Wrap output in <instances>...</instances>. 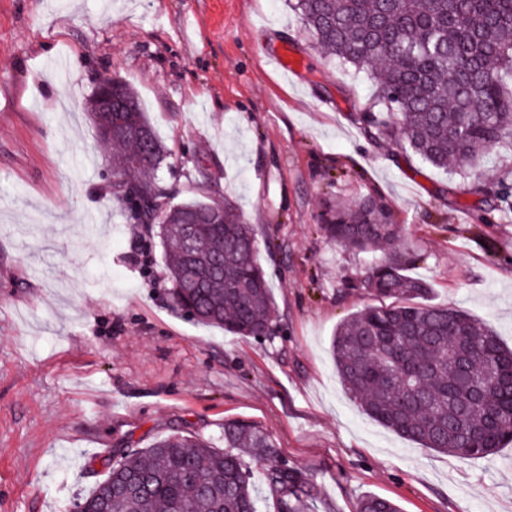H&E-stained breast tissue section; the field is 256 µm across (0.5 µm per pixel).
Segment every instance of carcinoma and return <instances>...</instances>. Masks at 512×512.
I'll list each match as a JSON object with an SVG mask.
<instances>
[{"label":"carcinoma","mask_w":512,"mask_h":512,"mask_svg":"<svg viewBox=\"0 0 512 512\" xmlns=\"http://www.w3.org/2000/svg\"><path fill=\"white\" fill-rule=\"evenodd\" d=\"M315 44L364 70L380 109L358 116L374 142H394L439 169L464 167L512 141V0H289ZM112 134L121 147L112 194L128 219L170 251L165 275L174 304L199 323L239 336H270L275 301L252 225L226 201H169L151 177L162 146L135 91L115 81ZM196 227L188 251L185 225ZM331 240L382 252L364 280L383 300L353 313L331 341L336 372L370 418L424 448L480 458L512 442V349L463 311L429 304L430 287L404 273L400 225L376 198L336 211L321 225ZM392 303H387V300ZM220 447L175 432L108 463L105 481L78 498L82 512H258L246 458L266 457L264 483L275 512H308L311 480L278 462L258 426L224 421ZM358 512H400L365 495Z\"/></svg>","instance_id":"obj_1"}]
</instances>
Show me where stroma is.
<instances>
[{
  "instance_id": "35a3bbf8",
  "label": "stroma",
  "mask_w": 512,
  "mask_h": 512,
  "mask_svg": "<svg viewBox=\"0 0 512 512\" xmlns=\"http://www.w3.org/2000/svg\"><path fill=\"white\" fill-rule=\"evenodd\" d=\"M288 45L295 74L263 48ZM137 93L171 198L230 201L253 224L276 305L268 338L197 324L172 303L159 238L110 195L115 146L86 106L102 78ZM364 73L312 44L285 0H0V512H65L104 463L174 431L259 425L311 474L312 512H512V443L458 458L365 415L330 354L375 304L369 254L330 242L326 203L377 195L403 225L411 277L512 347L504 143L433 168L355 121ZM101 213L96 224L86 210ZM148 251L141 270L131 255Z\"/></svg>"
}]
</instances>
